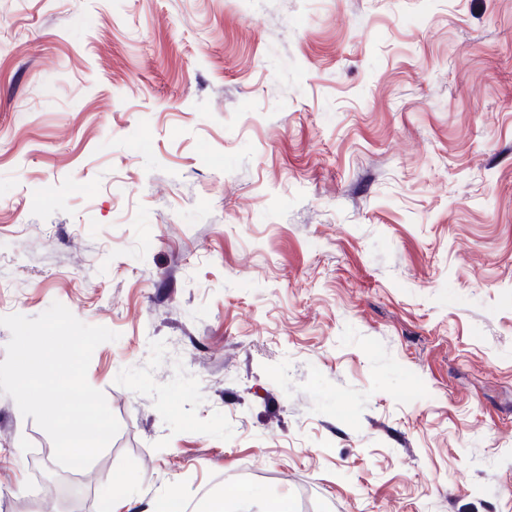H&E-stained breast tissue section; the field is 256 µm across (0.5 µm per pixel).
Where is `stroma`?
Wrapping results in <instances>:
<instances>
[{
    "label": "stroma",
    "instance_id": "stroma-1",
    "mask_svg": "<svg viewBox=\"0 0 512 512\" xmlns=\"http://www.w3.org/2000/svg\"><path fill=\"white\" fill-rule=\"evenodd\" d=\"M117 332L113 512H512V0H0V316ZM0 393V512H62ZM131 485V481L124 478L113 479L112 483L113 492L120 495L122 500L125 497L128 510H131L127 512H174L176 505L184 503V497L181 492L177 488H173L166 497L152 499L146 503L144 508L135 509L133 504H141L142 501L140 499H133L128 495ZM254 496L248 490L238 491L236 494L225 497L223 495L212 497L209 500L208 512H253Z\"/></svg>",
    "mask_w": 512,
    "mask_h": 512
}]
</instances>
